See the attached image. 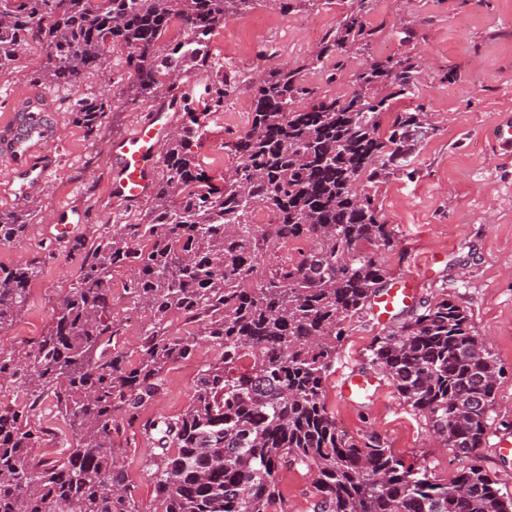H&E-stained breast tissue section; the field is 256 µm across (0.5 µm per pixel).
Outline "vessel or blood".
I'll return each mask as SVG.
<instances>
[{
    "mask_svg": "<svg viewBox=\"0 0 512 512\" xmlns=\"http://www.w3.org/2000/svg\"><path fill=\"white\" fill-rule=\"evenodd\" d=\"M170 104L156 107L131 137L113 142L112 194L125 204L144 199L151 187L162 144L173 127ZM44 99L31 96L19 103L6 122L0 123V161L9 167L8 190L15 202L27 201L46 180L53 167L47 145L54 140L53 128L45 122ZM417 282L403 277L376 296L371 311L383 319L408 306L415 298ZM380 389L379 380L369 374L341 375L338 391L344 399H371Z\"/></svg>",
    "mask_w": 512,
    "mask_h": 512,
    "instance_id": "obj_1",
    "label": "vessel or blood"
}]
</instances>
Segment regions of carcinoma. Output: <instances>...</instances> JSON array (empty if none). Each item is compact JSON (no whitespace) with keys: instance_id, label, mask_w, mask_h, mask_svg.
Returning a JSON list of instances; mask_svg holds the SVG:
<instances>
[{"instance_id":"cac0c4a2","label":"carcinoma","mask_w":512,"mask_h":512,"mask_svg":"<svg viewBox=\"0 0 512 512\" xmlns=\"http://www.w3.org/2000/svg\"><path fill=\"white\" fill-rule=\"evenodd\" d=\"M255 0H0V72L34 43L49 48L34 79L80 86L125 54L126 93L144 101L191 71H209L207 50L162 38L177 21L206 35ZM309 65L369 46V0H356ZM410 57L373 61L342 97L312 94L298 69L273 68L252 82L250 128L233 144L236 166L215 191L191 151V117L164 143L153 207L139 224L82 241L79 275L48 330L26 344H0V380L17 390L0 405V512H141L117 461L114 437L139 423L157 490L154 512H288L284 467L314 474V512H512V497L477 449L490 428L499 370L473 334L466 310L443 297L374 339L372 364L423 413L446 446L469 459L446 486L433 483L376 436L338 429L325 388L347 325L377 296L389 273L379 253L395 233L360 183L401 166L417 141L423 110L392 100L413 83ZM83 97L75 123L92 133L110 111ZM269 224L253 223L255 210ZM33 214L0 211V243L25 234ZM303 240L298 261L265 264L278 246ZM148 312L138 358L112 349V271ZM34 264L0 265V333L28 302ZM186 331H170L169 319ZM207 343L215 357L198 373L176 417L139 421L165 368ZM68 423V453L38 454L55 433L35 419L45 400Z\"/></svg>"}]
</instances>
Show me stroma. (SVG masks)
Returning <instances> with one entry per match:
<instances>
[{
  "mask_svg": "<svg viewBox=\"0 0 512 512\" xmlns=\"http://www.w3.org/2000/svg\"><path fill=\"white\" fill-rule=\"evenodd\" d=\"M352 0H295L288 12L255 0L247 13L229 19L205 39L213 61L209 72L182 80L190 90L200 127L193 147L213 183H221L236 163L233 145L252 121L250 81L269 69H300L305 85L315 91L343 94L355 74L375 59L412 56L419 61L416 79L393 100V111L423 107L427 124L404 170L382 182L364 184L373 194L384 221L394 229L395 243L382 259L391 278L404 275L419 282L417 305L446 297L470 316L476 336L487 339L500 371L490 429L479 454L502 493L512 495V456L495 450L498 437L512 439V142L495 137L498 127L512 124V0H373L366 18L375 36L352 58L330 57L323 68L308 61L326 35L335 31ZM47 49L22 51L16 65L0 73V120L16 101L30 93L49 97L47 117L57 129L50 146L58 162L49 179L23 205L35 219L26 236L0 245V265L38 262L40 276L29 289L27 306L4 342L41 336L50 314L79 273L77 240L93 241L119 224H136L152 207L144 199L135 207L115 205L112 198L114 140L132 134L144 117L169 93L159 88L153 98L130 102L121 52H112L105 70L88 75L80 92L34 82L32 76ZM235 75L225 89L223 111L208 109V89L216 72ZM107 94L112 108L102 128L89 133L71 114L77 94ZM68 192H60L59 182ZM127 269L112 273L113 313L121 322L114 345L127 361H136L145 312L127 295ZM410 309L376 320L363 311L349 323L327 383V401L339 429L355 437L376 435L408 461L425 465L435 482L446 484L465 465L435 437L426 417L415 412L389 380H382L370 400L343 399L340 375L371 374L375 337L401 326ZM212 352L199 345L191 359L169 365L164 392L145 405L143 418L174 417L188 406L197 374ZM135 498L155 505L144 440L137 428H125L115 439Z\"/></svg>",
  "mask_w": 512,
  "mask_h": 512,
  "instance_id": "1",
  "label": "stroma"
}]
</instances>
